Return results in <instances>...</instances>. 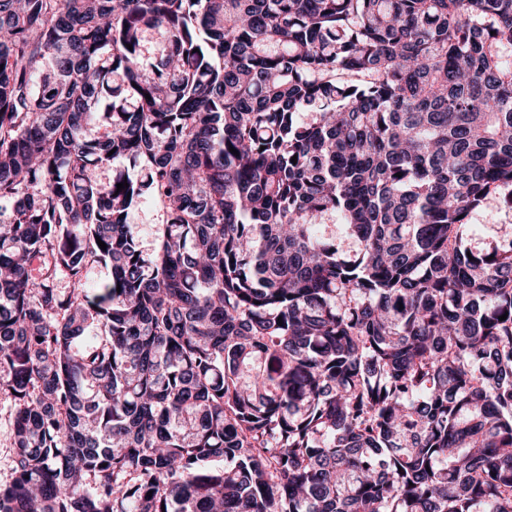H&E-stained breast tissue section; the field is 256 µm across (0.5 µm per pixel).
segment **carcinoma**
<instances>
[{
  "instance_id": "obj_1",
  "label": "carcinoma",
  "mask_w": 512,
  "mask_h": 512,
  "mask_svg": "<svg viewBox=\"0 0 512 512\" xmlns=\"http://www.w3.org/2000/svg\"><path fill=\"white\" fill-rule=\"evenodd\" d=\"M0 65V512H512V0H0ZM469 224L475 225L473 231L476 239L472 241L473 245L488 248L498 242L505 224L512 225V209L498 195L492 196L483 207L471 214ZM158 219L157 207L153 205H143L131 216V226L146 247L153 245ZM14 411L13 403L0 399V483L2 484L10 482L13 474L10 437Z\"/></svg>"
}]
</instances>
